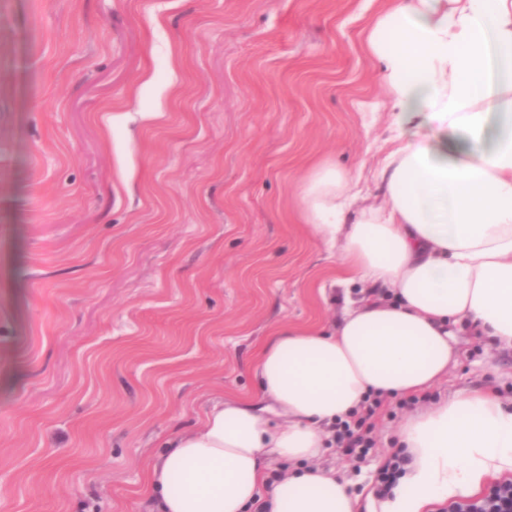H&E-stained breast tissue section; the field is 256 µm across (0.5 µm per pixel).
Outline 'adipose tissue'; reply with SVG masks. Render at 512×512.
<instances>
[{
  "instance_id": "ef3b65f1",
  "label": "adipose tissue",
  "mask_w": 512,
  "mask_h": 512,
  "mask_svg": "<svg viewBox=\"0 0 512 512\" xmlns=\"http://www.w3.org/2000/svg\"><path fill=\"white\" fill-rule=\"evenodd\" d=\"M366 49L394 114L380 197L333 164L302 187L306 223L339 253L345 306L327 327L272 329L256 394L165 439L142 490L149 512H427L512 473V404L468 388L402 418L409 462L389 496H354L320 464L331 424L367 396L445 380L462 331L512 349V0H395ZM491 125L477 154L427 135L478 142ZM275 462L291 472L272 484Z\"/></svg>"
}]
</instances>
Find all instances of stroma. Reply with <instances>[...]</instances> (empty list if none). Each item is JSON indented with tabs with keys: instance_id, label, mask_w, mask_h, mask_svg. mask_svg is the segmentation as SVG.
<instances>
[{
	"instance_id": "35a3bbf8",
	"label": "stroma",
	"mask_w": 512,
	"mask_h": 512,
	"mask_svg": "<svg viewBox=\"0 0 512 512\" xmlns=\"http://www.w3.org/2000/svg\"><path fill=\"white\" fill-rule=\"evenodd\" d=\"M386 0H0V512H146L150 463L206 406L256 391L272 326L343 305L302 219L318 166L375 178L392 116L368 26ZM458 389L512 399V351ZM400 421L377 417L374 486Z\"/></svg>"
}]
</instances>
